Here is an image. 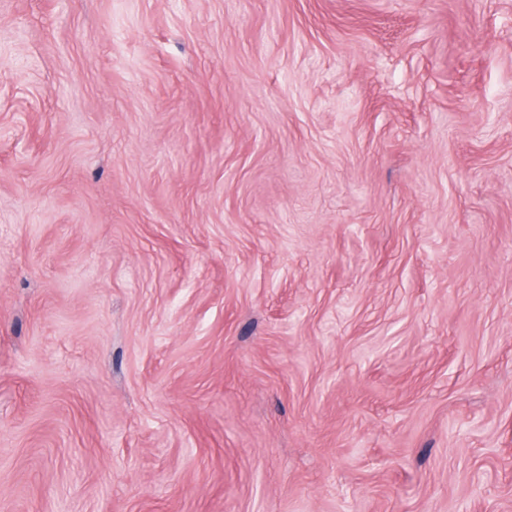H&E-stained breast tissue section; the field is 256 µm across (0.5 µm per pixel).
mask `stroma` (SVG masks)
Masks as SVG:
<instances>
[{
  "mask_svg": "<svg viewBox=\"0 0 512 512\" xmlns=\"http://www.w3.org/2000/svg\"><path fill=\"white\" fill-rule=\"evenodd\" d=\"M0 512H512V0H0Z\"/></svg>",
  "mask_w": 512,
  "mask_h": 512,
  "instance_id": "35a3bbf8",
  "label": "stroma"
}]
</instances>
